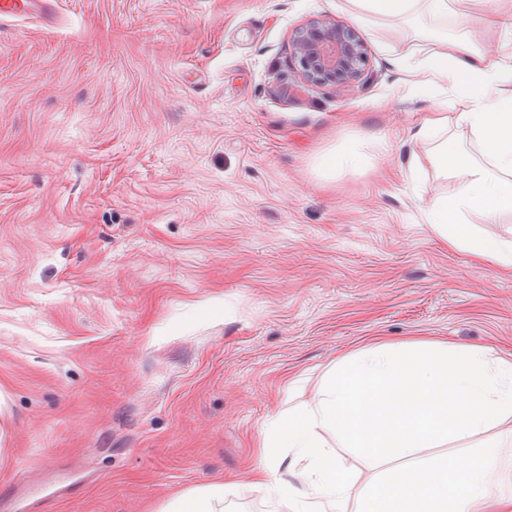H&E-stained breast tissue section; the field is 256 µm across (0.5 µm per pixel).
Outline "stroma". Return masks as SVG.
Instances as JSON below:
<instances>
[{
	"mask_svg": "<svg viewBox=\"0 0 512 512\" xmlns=\"http://www.w3.org/2000/svg\"><path fill=\"white\" fill-rule=\"evenodd\" d=\"M0 30V512H163L252 488L261 431L378 342L512 350V275L425 212L404 82L480 14L354 19L347 0H59ZM354 28V87L288 61L312 19ZM374 137L358 169L322 154ZM224 498V484H213L183 494L163 512H215L213 500Z\"/></svg>",
	"mask_w": 512,
	"mask_h": 512,
	"instance_id": "35a3bbf8",
	"label": "stroma"
}]
</instances>
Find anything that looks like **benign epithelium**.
Instances as JSON below:
<instances>
[{
    "mask_svg": "<svg viewBox=\"0 0 512 512\" xmlns=\"http://www.w3.org/2000/svg\"><path fill=\"white\" fill-rule=\"evenodd\" d=\"M291 55L305 82L328 81L350 89L366 64L364 39L353 29L327 20H313L291 40Z\"/></svg>",
    "mask_w": 512,
    "mask_h": 512,
    "instance_id": "benign-epithelium-1",
    "label": "benign epithelium"
}]
</instances>
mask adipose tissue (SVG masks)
<instances>
[{
  "mask_svg": "<svg viewBox=\"0 0 512 512\" xmlns=\"http://www.w3.org/2000/svg\"><path fill=\"white\" fill-rule=\"evenodd\" d=\"M350 3L360 20H407L423 8L448 13V0ZM409 72L418 92H447L413 132L440 143L413 156L412 166L460 180L452 196L431 202L428 224L450 246L512 272V243L466 223L472 210L491 221L512 213V94L502 90L512 83V52L470 35H442ZM508 421L512 353L431 340L379 343L337 362L315 403L289 407L266 425L253 486L267 495L271 512H349L353 476L326 448L320 433L328 430L374 472L358 512H512V458L477 441ZM469 441L475 449L444 451ZM288 455L303 463L307 489L280 481Z\"/></svg>",
  "mask_w": 512,
  "mask_h": 512,
  "instance_id": "ef3b65f1",
  "label": "adipose tissue"
}]
</instances>
